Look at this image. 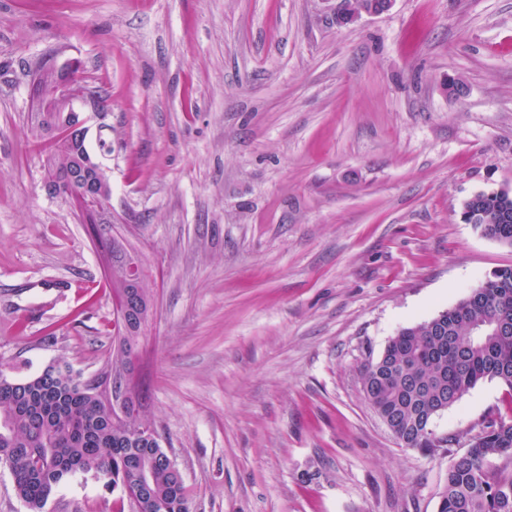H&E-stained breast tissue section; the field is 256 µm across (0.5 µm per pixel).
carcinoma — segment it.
Masks as SVG:
<instances>
[{"instance_id": "1", "label": "carcinoma", "mask_w": 512, "mask_h": 512, "mask_svg": "<svg viewBox=\"0 0 512 512\" xmlns=\"http://www.w3.org/2000/svg\"><path fill=\"white\" fill-rule=\"evenodd\" d=\"M72 163L67 143L50 144L48 170L58 171L47 181L51 195L67 194ZM464 214L481 235L512 247V194H476ZM364 379L366 400L390 416L404 446L435 452L442 440L422 417L439 396L451 407L485 379L512 390V268L430 320L400 329ZM105 386L68 366L25 380L0 372V464L28 512H46L59 487L79 475L120 491L132 512H190L183 477L166 462L153 425L138 409L106 418ZM141 468L152 471L147 489L135 478ZM438 512H512V421H489L448 467Z\"/></svg>"}]
</instances>
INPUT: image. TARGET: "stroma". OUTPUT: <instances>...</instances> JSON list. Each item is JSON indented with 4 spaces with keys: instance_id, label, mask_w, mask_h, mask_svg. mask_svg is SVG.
<instances>
[{
    "instance_id": "35a3bbf8",
    "label": "stroma",
    "mask_w": 512,
    "mask_h": 512,
    "mask_svg": "<svg viewBox=\"0 0 512 512\" xmlns=\"http://www.w3.org/2000/svg\"><path fill=\"white\" fill-rule=\"evenodd\" d=\"M0 0V370L96 377L112 288L46 191L25 70L102 88L86 147L152 314L134 387L190 512H437L512 391L485 380L404 447L363 394L401 328L512 268L462 214L512 190V0ZM464 87L454 94L452 85ZM92 478L47 512H119Z\"/></svg>"
}]
</instances>
